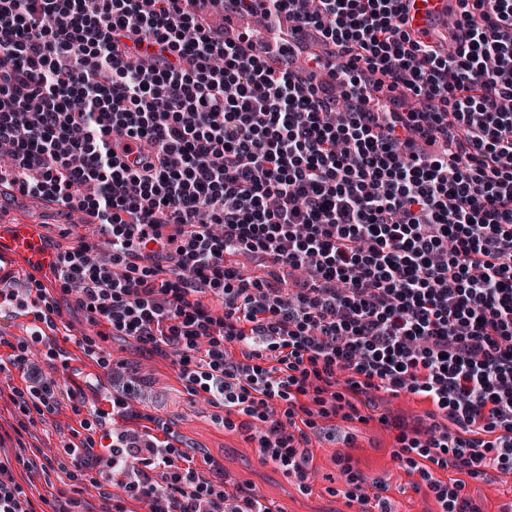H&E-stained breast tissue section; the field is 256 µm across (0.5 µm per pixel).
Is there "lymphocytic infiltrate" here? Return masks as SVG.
Masks as SVG:
<instances>
[{
    "mask_svg": "<svg viewBox=\"0 0 512 512\" xmlns=\"http://www.w3.org/2000/svg\"><path fill=\"white\" fill-rule=\"evenodd\" d=\"M458 4L444 56L399 0H0V185L90 211L105 238L58 245L59 294L0 288V311L33 317L0 336L15 433L69 409L57 467L112 512H273L141 411V361L82 338L107 411L61 381L44 329L70 296L170 359L219 424L263 423L261 461L301 481L318 419H354L346 392L430 398L441 422L394 456L442 512H480L420 465L512 474V0ZM146 41L168 57L140 66ZM41 453L0 448V512H36Z\"/></svg>",
    "mask_w": 512,
    "mask_h": 512,
    "instance_id": "obj_1",
    "label": "lymphocytic infiltrate"
}]
</instances>
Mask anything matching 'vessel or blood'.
I'll list each match as a JSON object with an SVG mask.
<instances>
[{"mask_svg":"<svg viewBox=\"0 0 512 512\" xmlns=\"http://www.w3.org/2000/svg\"><path fill=\"white\" fill-rule=\"evenodd\" d=\"M401 6L411 36L430 42L458 3L457 0H401ZM1 259L16 261L28 273L41 277L48 273L55 254L45 243L40 225L4 222L0 224Z\"/></svg>","mask_w":512,"mask_h":512,"instance_id":"vessel-or-blood-1","label":"vessel or blood"}]
</instances>
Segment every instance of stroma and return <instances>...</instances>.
<instances>
[{"label": "stroma", "mask_w": 512, "mask_h": 512, "mask_svg": "<svg viewBox=\"0 0 512 512\" xmlns=\"http://www.w3.org/2000/svg\"><path fill=\"white\" fill-rule=\"evenodd\" d=\"M63 318L73 326L72 338L66 344L72 356L73 380L81 385L96 381L102 376L101 370L83 356L76 344L82 334H95V327L80 312L64 313ZM146 366L155 376L162 402L158 416L223 464L231 481L252 486L264 503L279 512H339L347 504L346 479L341 470L345 460L365 477L367 484L385 486L391 512H441L439 502L423 485L419 473L393 456L400 433H422L431 423L434 406L422 396L374 390L370 403L357 405L360 420H324L323 433L311 438L308 478L300 481L274 464L260 463L261 427L247 431L216 424L211 407L190 403L170 360L156 356L147 360ZM430 471L444 482L464 481L466 497L481 512H512V478L496 469L486 468L483 475L475 478L435 465Z\"/></svg>", "instance_id": "obj_1"}]
</instances>
